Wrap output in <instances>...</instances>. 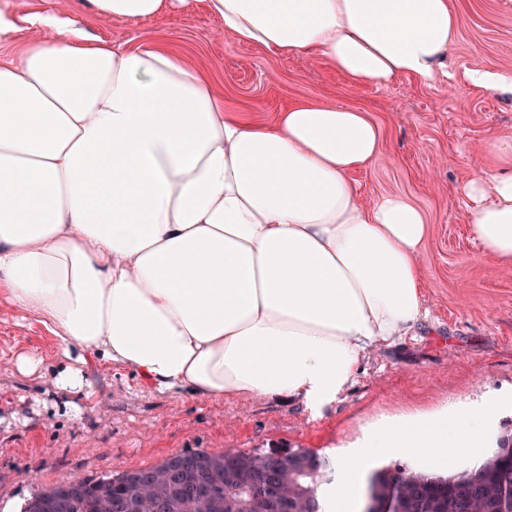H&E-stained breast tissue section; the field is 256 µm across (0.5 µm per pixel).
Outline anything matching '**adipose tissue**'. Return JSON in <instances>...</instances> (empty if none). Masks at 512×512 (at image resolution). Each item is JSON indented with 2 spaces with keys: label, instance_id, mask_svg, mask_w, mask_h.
I'll return each mask as SVG.
<instances>
[{
  "label": "adipose tissue",
  "instance_id": "obj_1",
  "mask_svg": "<svg viewBox=\"0 0 512 512\" xmlns=\"http://www.w3.org/2000/svg\"><path fill=\"white\" fill-rule=\"evenodd\" d=\"M183 2L57 0L22 27L0 0V287L54 335L56 385L78 401L94 396L83 365L102 360L161 392L322 404L420 322L428 226L406 197L368 203L353 183L381 152L368 113L303 101L247 123L178 53L76 21ZM207 3L238 42L324 59L356 85L432 83L457 38L448 0ZM492 152L499 168L459 191L482 252L512 268V138ZM493 413L385 419L339 458L335 512H354L366 462L389 450L480 467Z\"/></svg>",
  "mask_w": 512,
  "mask_h": 512
}]
</instances>
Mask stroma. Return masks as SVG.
<instances>
[{"instance_id": "stroma-1", "label": "stroma", "mask_w": 512, "mask_h": 512, "mask_svg": "<svg viewBox=\"0 0 512 512\" xmlns=\"http://www.w3.org/2000/svg\"><path fill=\"white\" fill-rule=\"evenodd\" d=\"M449 3L458 26L449 78L424 86L401 76L383 88L353 85L320 60L241 44L221 34V20L206 17V0H186L164 19L81 16L93 36L180 51L223 91L225 111L245 120H273L297 101L370 112L383 131L382 150L353 179L366 201L398 193L424 212L428 314L416 332L367 352L352 385L317 406L284 396L224 401L159 392L131 368L92 361L95 396L73 416L52 377L34 382L10 366L27 353L54 367L59 349L37 318L22 317L2 293L0 512H20L49 485L187 450L299 446L335 459L356 450L382 418L447 406L499 401L494 433H512V269L481 253L458 192L488 143L512 135V95L487 93L466 77L477 67L512 72V0Z\"/></svg>"}]
</instances>
